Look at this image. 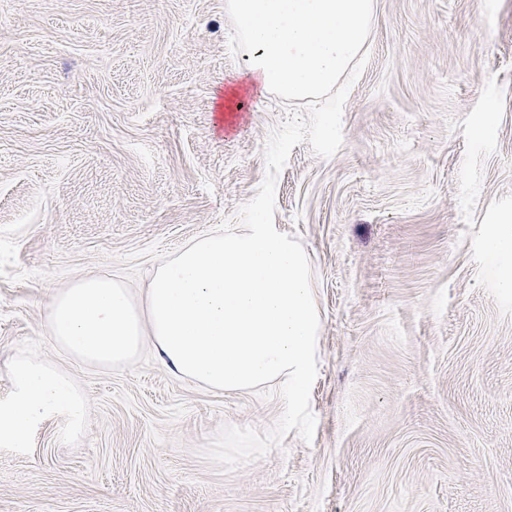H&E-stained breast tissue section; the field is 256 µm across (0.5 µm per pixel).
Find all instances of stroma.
Instances as JSON below:
<instances>
[{"label":"stroma","instance_id":"stroma-1","mask_svg":"<svg viewBox=\"0 0 512 512\" xmlns=\"http://www.w3.org/2000/svg\"><path fill=\"white\" fill-rule=\"evenodd\" d=\"M231 32L226 0H0V402L21 351L87 401L80 431L0 445V512H512V290L484 248L512 225V0H375L342 147L280 172L321 318L298 413L54 343L53 291L143 297L256 195L286 107Z\"/></svg>","mask_w":512,"mask_h":512}]
</instances>
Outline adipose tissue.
<instances>
[{"label": "adipose tissue", "instance_id": "obj_1", "mask_svg": "<svg viewBox=\"0 0 512 512\" xmlns=\"http://www.w3.org/2000/svg\"><path fill=\"white\" fill-rule=\"evenodd\" d=\"M48 307L55 343L86 363L125 365L148 343L176 375L224 392L279 386L292 409L319 341L311 261L260 222L186 245L157 270L144 305L121 282L88 275L51 294ZM12 373L1 445L25 443L59 413L80 429L85 401L68 376L25 353Z\"/></svg>", "mask_w": 512, "mask_h": 512}]
</instances>
